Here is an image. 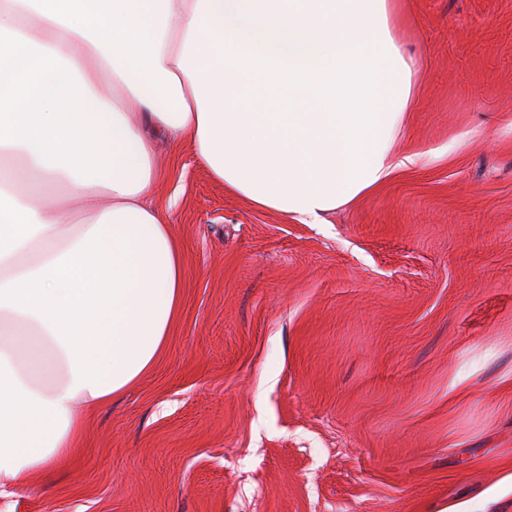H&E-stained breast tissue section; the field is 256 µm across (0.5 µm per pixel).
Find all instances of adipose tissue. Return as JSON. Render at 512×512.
<instances>
[{"label": "adipose tissue", "instance_id": "ef3b65f1", "mask_svg": "<svg viewBox=\"0 0 512 512\" xmlns=\"http://www.w3.org/2000/svg\"><path fill=\"white\" fill-rule=\"evenodd\" d=\"M393 0H0V487L158 363L183 257L155 137L325 223L413 164Z\"/></svg>", "mask_w": 512, "mask_h": 512}]
</instances>
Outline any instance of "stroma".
I'll use <instances>...</instances> for the list:
<instances>
[{
    "mask_svg": "<svg viewBox=\"0 0 512 512\" xmlns=\"http://www.w3.org/2000/svg\"><path fill=\"white\" fill-rule=\"evenodd\" d=\"M395 2L419 162L301 224L161 141L165 354L0 512H512V0Z\"/></svg>",
    "mask_w": 512,
    "mask_h": 512,
    "instance_id": "35a3bbf8",
    "label": "stroma"
}]
</instances>
